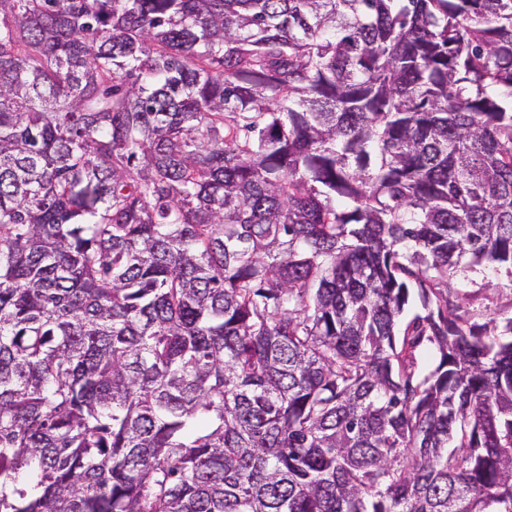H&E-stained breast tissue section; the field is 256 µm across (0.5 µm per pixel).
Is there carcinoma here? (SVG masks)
<instances>
[{
  "instance_id": "1",
  "label": "carcinoma",
  "mask_w": 512,
  "mask_h": 512,
  "mask_svg": "<svg viewBox=\"0 0 512 512\" xmlns=\"http://www.w3.org/2000/svg\"><path fill=\"white\" fill-rule=\"evenodd\" d=\"M512 0H0V512H512ZM510 277L505 272L500 276L484 273H469L468 281L463 291L466 295L465 306L475 314L476 319L482 323L479 314L498 312L499 318L511 316L512 288H497L496 284H508ZM489 282V283H488Z\"/></svg>"
}]
</instances>
